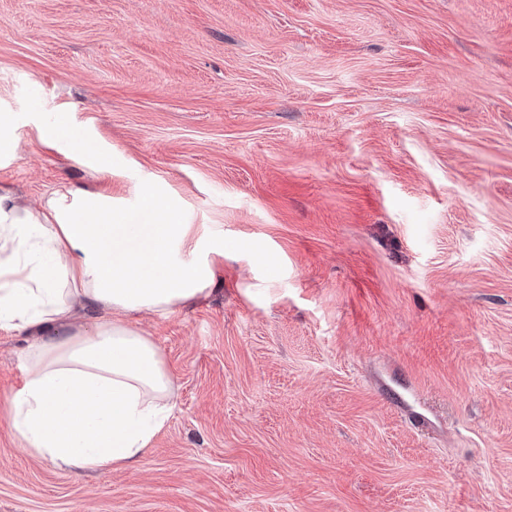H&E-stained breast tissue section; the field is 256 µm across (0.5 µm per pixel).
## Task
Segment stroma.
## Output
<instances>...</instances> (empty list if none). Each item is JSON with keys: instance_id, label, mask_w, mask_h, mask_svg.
<instances>
[{"instance_id": "obj_1", "label": "stroma", "mask_w": 512, "mask_h": 512, "mask_svg": "<svg viewBox=\"0 0 512 512\" xmlns=\"http://www.w3.org/2000/svg\"><path fill=\"white\" fill-rule=\"evenodd\" d=\"M0 109L24 206L160 180L224 240L133 317L176 397L132 467L22 447L0 329V512H512V0H0ZM12 113H0V159L13 160L18 157L19 140ZM44 138L48 143L64 142L78 149L88 158L99 175L107 176L112 174V157L101 156L91 150L84 139L81 129L73 123L69 113H55L52 122L45 130Z\"/></svg>"}]
</instances>
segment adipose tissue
I'll list each match as a JSON object with an SVG mask.
<instances>
[{"instance_id": "adipose-tissue-1", "label": "adipose tissue", "mask_w": 512, "mask_h": 512, "mask_svg": "<svg viewBox=\"0 0 512 512\" xmlns=\"http://www.w3.org/2000/svg\"><path fill=\"white\" fill-rule=\"evenodd\" d=\"M44 138L111 174V157L92 152L69 113H55ZM223 252L192 233L181 200L156 182L139 188L132 210L72 191L33 210L0 187V328L34 338L8 402L24 448L73 473L135 464L171 414L174 383L126 317L167 316L207 295L211 256ZM82 309L94 313L84 324Z\"/></svg>"}]
</instances>
